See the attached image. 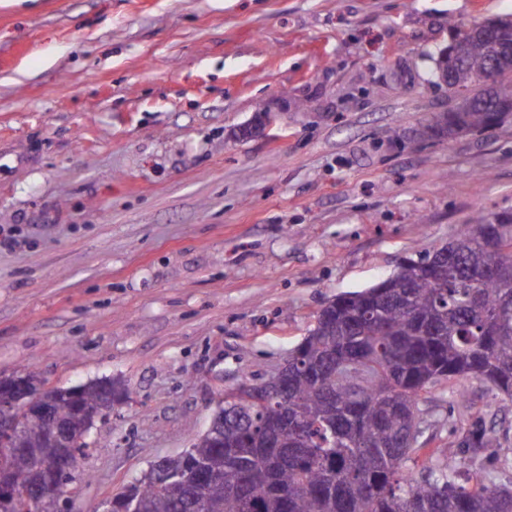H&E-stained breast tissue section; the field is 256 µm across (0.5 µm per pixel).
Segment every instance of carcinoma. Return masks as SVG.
<instances>
[{
  "label": "carcinoma",
  "instance_id": "obj_1",
  "mask_svg": "<svg viewBox=\"0 0 512 512\" xmlns=\"http://www.w3.org/2000/svg\"><path fill=\"white\" fill-rule=\"evenodd\" d=\"M487 23L494 43L483 28L465 30L434 58L433 77L451 73L446 86L468 92L427 125L438 136L512 120L496 109L512 98V18ZM448 245L455 256L442 278L426 265L428 251L325 303L288 354L295 372L286 399L224 410L216 433L195 438L165 473L151 469L126 487L127 512H512V493L461 469L454 449L419 455L429 389L452 382L463 397L465 381L477 379L512 404V234L482 216ZM494 262L507 274L484 275ZM51 430L27 418L19 434L31 451L8 462L68 485L75 474L56 469ZM464 437L474 456L498 446L494 430L479 424ZM409 462L418 476L406 471ZM203 467L217 481L191 485Z\"/></svg>",
  "mask_w": 512,
  "mask_h": 512
}]
</instances>
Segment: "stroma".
<instances>
[{
	"label": "stroma",
	"mask_w": 512,
	"mask_h": 512,
	"mask_svg": "<svg viewBox=\"0 0 512 512\" xmlns=\"http://www.w3.org/2000/svg\"><path fill=\"white\" fill-rule=\"evenodd\" d=\"M512 0H0V372L120 382L68 487L96 512L265 381L323 303L481 216L512 215V122L418 130L456 103L431 59ZM273 113L265 135L232 134ZM433 390L427 448L512 490V410ZM465 438L469 439L467 447L463 446V439ZM497 446L498 438L494 430L483 427L482 424H476L468 429L460 442V447L465 448L473 456L481 455L486 448H496Z\"/></svg>",
	"instance_id": "35a3bbf8"
}]
</instances>
